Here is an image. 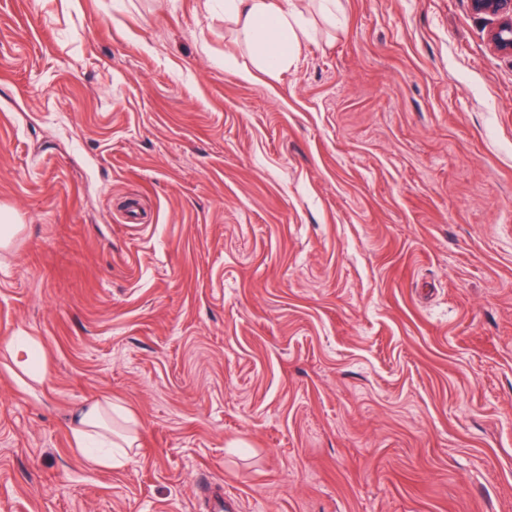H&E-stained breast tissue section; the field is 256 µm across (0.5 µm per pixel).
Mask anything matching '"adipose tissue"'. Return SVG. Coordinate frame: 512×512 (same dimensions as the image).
Listing matches in <instances>:
<instances>
[{"instance_id": "ef3b65f1", "label": "adipose tissue", "mask_w": 512, "mask_h": 512, "mask_svg": "<svg viewBox=\"0 0 512 512\" xmlns=\"http://www.w3.org/2000/svg\"><path fill=\"white\" fill-rule=\"evenodd\" d=\"M224 10L249 30L268 70L287 65L302 29L297 0H225ZM0 357L31 379L44 376L46 355L34 337L1 339ZM137 429V419L123 404L102 397L74 415L71 436L76 448L92 451L94 463L111 468L126 461L135 448Z\"/></svg>"}]
</instances>
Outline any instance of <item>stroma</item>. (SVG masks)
I'll use <instances>...</instances> for the list:
<instances>
[{
	"instance_id": "1",
	"label": "stroma",
	"mask_w": 512,
	"mask_h": 512,
	"mask_svg": "<svg viewBox=\"0 0 512 512\" xmlns=\"http://www.w3.org/2000/svg\"><path fill=\"white\" fill-rule=\"evenodd\" d=\"M0 0V512H512V57L470 0ZM139 448L100 469L72 414ZM224 13L243 22L262 48L268 70H279L291 60L302 32L297 0H225ZM14 364L29 378L41 380L46 369V355L40 343L32 336H16L0 340V357ZM138 425L123 404L102 397L83 406L73 416L71 436L76 448L93 453L94 463L112 468L126 461L132 448H138Z\"/></svg>"
}]
</instances>
